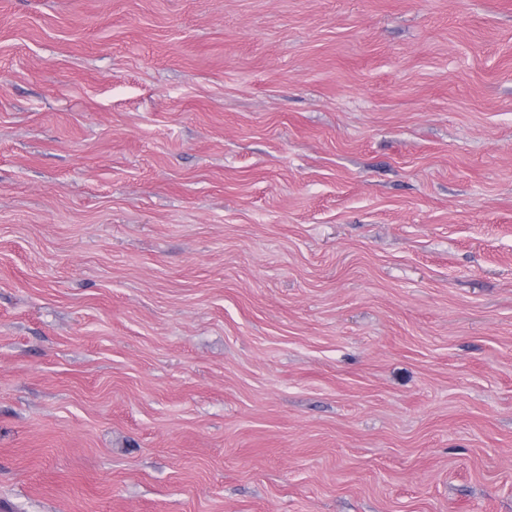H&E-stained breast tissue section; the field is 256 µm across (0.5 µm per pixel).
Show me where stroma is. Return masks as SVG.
<instances>
[{
	"mask_svg": "<svg viewBox=\"0 0 512 512\" xmlns=\"http://www.w3.org/2000/svg\"><path fill=\"white\" fill-rule=\"evenodd\" d=\"M0 512H512V0H0Z\"/></svg>",
	"mask_w": 512,
	"mask_h": 512,
	"instance_id": "1",
	"label": "stroma"
}]
</instances>
